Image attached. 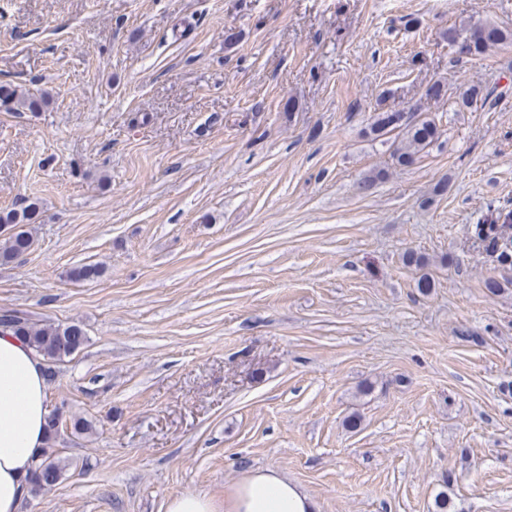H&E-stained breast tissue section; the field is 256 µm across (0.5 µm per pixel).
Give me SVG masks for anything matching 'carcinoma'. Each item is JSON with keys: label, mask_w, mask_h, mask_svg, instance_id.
Here are the masks:
<instances>
[{"label": "carcinoma", "mask_w": 512, "mask_h": 512, "mask_svg": "<svg viewBox=\"0 0 512 512\" xmlns=\"http://www.w3.org/2000/svg\"><path fill=\"white\" fill-rule=\"evenodd\" d=\"M448 43L459 45L461 52L481 56L491 47L512 43V29L495 25H473L448 29ZM0 101L16 112H38L49 103L48 94L38 97L20 95L16 90L0 86ZM370 133L394 138L392 160L398 166L415 164L422 154L438 139L439 131L435 119L427 114L413 111H382L377 113ZM40 209L35 203L21 210L0 211V228L8 230L0 242V264L6 265L29 251L33 238L27 226L37 223ZM512 229V211L490 208L474 225L472 234L485 250L497 253L504 265H512V235H504V229ZM102 270L95 264H84L70 271V279L88 281L99 277ZM0 328L22 338L29 347L41 355L46 365L47 381L55 382L57 366L80 350L86 343V335L78 323H51L34 318L22 309H0ZM72 434L82 435L91 429L86 421L68 414L65 408L52 410L48 415V437L46 446L40 449L30 469L29 482L46 490L55 486L64 476L69 463L59 456L55 445L66 427Z\"/></svg>", "instance_id": "carcinoma-1"}]
</instances>
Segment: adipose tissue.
Segmentation results:
<instances>
[{"instance_id":"1","label":"adipose tissue","mask_w":512,"mask_h":512,"mask_svg":"<svg viewBox=\"0 0 512 512\" xmlns=\"http://www.w3.org/2000/svg\"><path fill=\"white\" fill-rule=\"evenodd\" d=\"M49 401L45 362L26 343L0 333V512H21L32 457L47 438ZM316 503L279 470H251L225 504L183 492L166 512H315Z\"/></svg>"}]
</instances>
